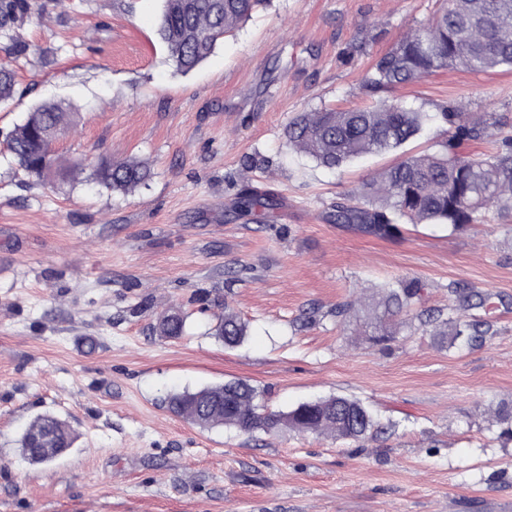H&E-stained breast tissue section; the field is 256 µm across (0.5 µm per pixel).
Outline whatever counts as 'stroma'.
<instances>
[{"instance_id": "35a3bbf8", "label": "stroma", "mask_w": 512, "mask_h": 512, "mask_svg": "<svg viewBox=\"0 0 512 512\" xmlns=\"http://www.w3.org/2000/svg\"><path fill=\"white\" fill-rule=\"evenodd\" d=\"M160 8L59 0L24 30L21 95L0 108V512H512V434L484 418L512 409V214L365 236L328 215L393 155L328 170L282 146L298 113L371 104L363 72L435 0H269L186 74L157 40ZM397 95L432 115L505 116L475 152L512 136V72L441 70ZM50 99L75 114L54 144L62 166L135 156L148 185L18 171L6 139ZM246 187L275 196L273 223L229 216ZM405 279L423 283L424 309L447 308L452 283L485 294L473 315L494 335L451 346L412 321L386 349L337 318ZM173 307L185 333L160 338ZM227 309L248 325L232 349L212 334ZM234 378L276 411L360 399L379 430L359 443L203 430L164 403ZM45 412L77 439L39 466L18 439Z\"/></svg>"}]
</instances>
